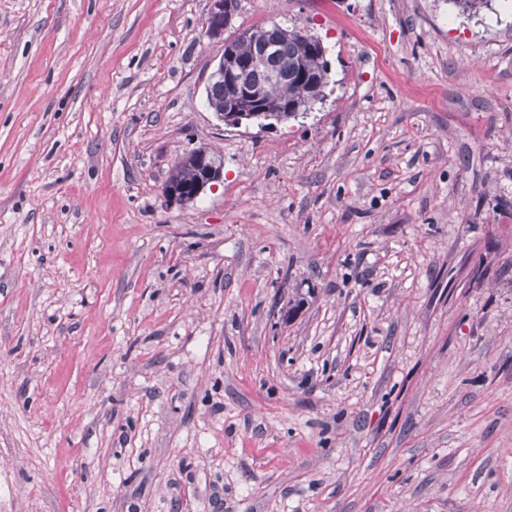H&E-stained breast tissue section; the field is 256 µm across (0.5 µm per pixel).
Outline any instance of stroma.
I'll return each mask as SVG.
<instances>
[{"instance_id": "obj_1", "label": "stroma", "mask_w": 512, "mask_h": 512, "mask_svg": "<svg viewBox=\"0 0 512 512\" xmlns=\"http://www.w3.org/2000/svg\"><path fill=\"white\" fill-rule=\"evenodd\" d=\"M207 8L0 0V512H512V0H240L328 60L240 128ZM187 155H193L204 162L208 158V152L203 146L192 150ZM187 155L182 156L174 163L169 171L165 185L175 189H187L188 194L191 195L196 190L198 183L205 179L206 170L198 166L192 156ZM168 187H162L161 189L164 201L171 204L185 205L184 197Z\"/></svg>"}]
</instances>
